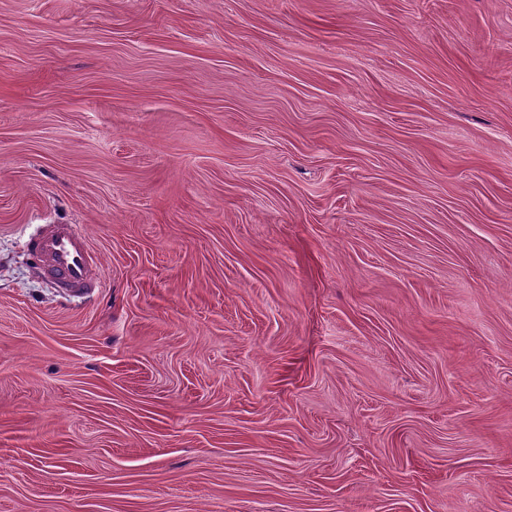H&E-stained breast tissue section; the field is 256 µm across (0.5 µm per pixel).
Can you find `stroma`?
Listing matches in <instances>:
<instances>
[{
	"instance_id": "obj_1",
	"label": "stroma",
	"mask_w": 512,
	"mask_h": 512,
	"mask_svg": "<svg viewBox=\"0 0 512 512\" xmlns=\"http://www.w3.org/2000/svg\"><path fill=\"white\" fill-rule=\"evenodd\" d=\"M0 512H512V0H0ZM30 244L61 288L85 293L97 286L96 256L76 224H49Z\"/></svg>"
}]
</instances>
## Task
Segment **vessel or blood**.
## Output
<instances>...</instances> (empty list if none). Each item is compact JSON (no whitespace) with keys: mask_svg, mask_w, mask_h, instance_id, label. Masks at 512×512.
<instances>
[{"mask_svg":"<svg viewBox=\"0 0 512 512\" xmlns=\"http://www.w3.org/2000/svg\"><path fill=\"white\" fill-rule=\"evenodd\" d=\"M59 286L84 293L96 287V258L84 234L74 224H51L31 242Z\"/></svg>","mask_w":512,"mask_h":512,"instance_id":"vessel-or-blood-1","label":"vessel or blood"}]
</instances>
